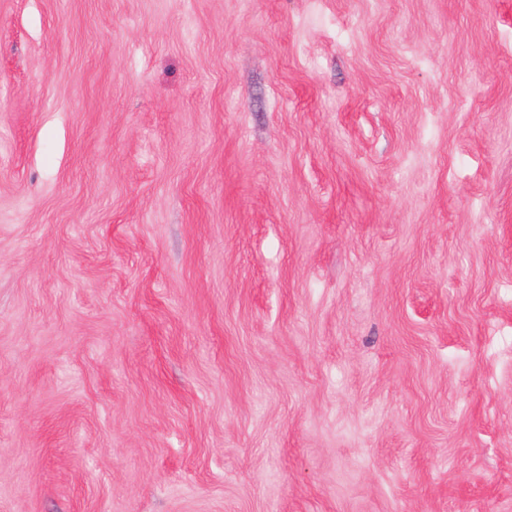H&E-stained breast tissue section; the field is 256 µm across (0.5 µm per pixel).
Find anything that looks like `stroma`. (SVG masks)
I'll use <instances>...</instances> for the list:
<instances>
[{
	"label": "stroma",
	"instance_id": "35a3bbf8",
	"mask_svg": "<svg viewBox=\"0 0 512 512\" xmlns=\"http://www.w3.org/2000/svg\"><path fill=\"white\" fill-rule=\"evenodd\" d=\"M0 512H512V0H0Z\"/></svg>",
	"mask_w": 512,
	"mask_h": 512
}]
</instances>
